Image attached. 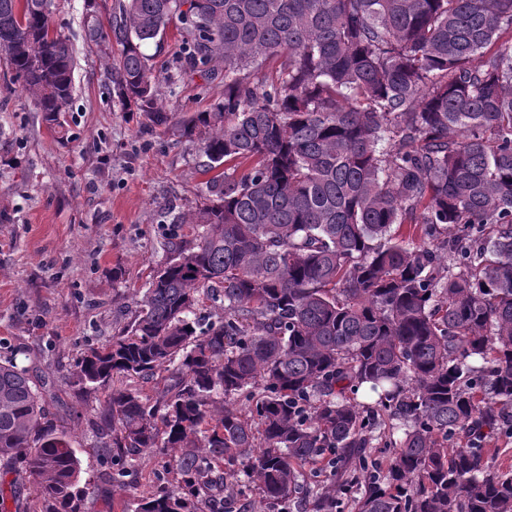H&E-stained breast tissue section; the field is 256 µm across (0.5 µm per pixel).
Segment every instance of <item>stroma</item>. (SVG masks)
Here are the masks:
<instances>
[{
  "label": "stroma",
  "instance_id": "35a3bbf8",
  "mask_svg": "<svg viewBox=\"0 0 512 512\" xmlns=\"http://www.w3.org/2000/svg\"><path fill=\"white\" fill-rule=\"evenodd\" d=\"M54 30L74 50V93L59 125L47 123L0 50V355L20 353L49 376L50 410L65 427L84 477L99 486L85 512H121L155 491L163 449L142 452L125 487L101 483L109 458L91 422L107 389H84L73 372L83 352L119 335L134 316L170 240L195 237L175 215L205 202L202 147L208 135L180 132L178 119L209 111L224 79L176 70V28L149 45L162 106L158 125L115 96L110 63L85 36V0H53Z\"/></svg>",
  "mask_w": 512,
  "mask_h": 512
}]
</instances>
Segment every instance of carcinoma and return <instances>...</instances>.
I'll list each match as a JSON object with an SVG mask.
<instances>
[{"mask_svg":"<svg viewBox=\"0 0 512 512\" xmlns=\"http://www.w3.org/2000/svg\"><path fill=\"white\" fill-rule=\"evenodd\" d=\"M174 18V68L224 64V99L181 122L209 129L217 174L180 219L201 232L76 365L84 387L126 381L100 480L162 446L167 485L123 512H238L243 485L268 512H340L338 490L355 512H512L483 448L512 428V0H114L87 38L121 46L115 94L160 125L143 47ZM0 49L57 121L74 58L51 0H0ZM48 384L0 357V461L39 512H84ZM364 386L371 404L349 397ZM0 462V477L2 478V483H4V487H8V484L13 480L19 478V483L17 485L18 493L21 497V499H24L25 502H27V507L32 510L38 507L37 501H36V492H35V481L33 477H29L28 474L23 473H6V470L4 469V465ZM0 478V481H1Z\"/></svg>","mask_w":512,"mask_h":512,"instance_id":"1","label":"carcinoma"}]
</instances>
